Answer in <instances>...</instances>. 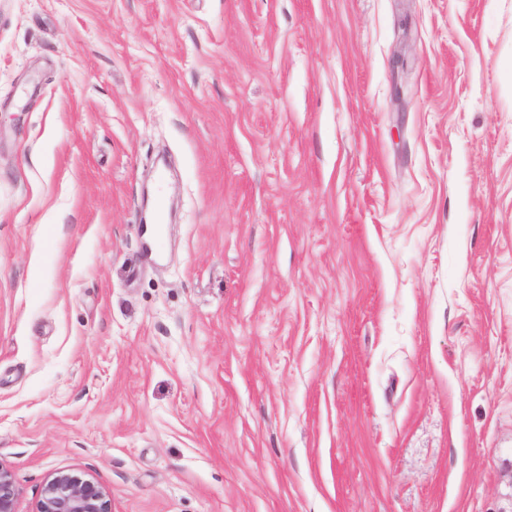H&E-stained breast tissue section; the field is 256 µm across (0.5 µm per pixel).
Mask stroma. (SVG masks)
Returning a JSON list of instances; mask_svg holds the SVG:
<instances>
[{"label":"stroma","mask_w":512,"mask_h":512,"mask_svg":"<svg viewBox=\"0 0 512 512\" xmlns=\"http://www.w3.org/2000/svg\"><path fill=\"white\" fill-rule=\"evenodd\" d=\"M512 0H0V467L112 512H512ZM37 512H111L106 493L92 480L56 472L47 480Z\"/></svg>","instance_id":"35a3bbf8"}]
</instances>
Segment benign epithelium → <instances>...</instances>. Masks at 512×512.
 Here are the masks:
<instances>
[{
	"label": "benign epithelium",
	"instance_id": "1",
	"mask_svg": "<svg viewBox=\"0 0 512 512\" xmlns=\"http://www.w3.org/2000/svg\"><path fill=\"white\" fill-rule=\"evenodd\" d=\"M16 489L11 474L0 468V512H15ZM37 512H111L106 493L92 480L56 472L47 480Z\"/></svg>",
	"mask_w": 512,
	"mask_h": 512
}]
</instances>
